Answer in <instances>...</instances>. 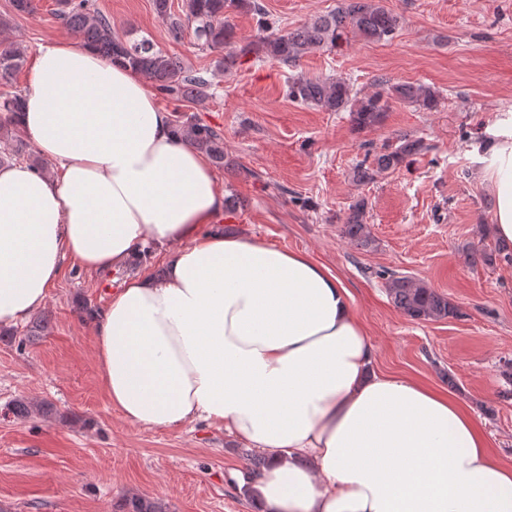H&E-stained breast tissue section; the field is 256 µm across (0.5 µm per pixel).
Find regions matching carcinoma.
<instances>
[{"label": "carcinoma", "instance_id": "cac0c4a2", "mask_svg": "<svg viewBox=\"0 0 512 512\" xmlns=\"http://www.w3.org/2000/svg\"><path fill=\"white\" fill-rule=\"evenodd\" d=\"M153 7L157 16L168 24L172 39H182L191 28L199 45L213 51H225L226 70L250 54L290 66L312 49L340 46L342 36L348 29L381 41L392 36L398 25L397 17L380 5V0H343L342 6L336 11L286 31L275 28V23L267 19L264 6L258 0H183L179 14L172 11V0H153ZM237 11H251L258 16V35L254 40L233 48L231 44L235 43V35L229 23V14ZM57 16L68 29L78 33L87 45L102 56L119 57L143 73L159 94L187 102L206 97L210 83L200 71L184 67L147 39L130 42L120 38L105 17L91 12L89 0H58ZM24 62V52L20 48L0 45V83H10ZM286 94L295 102L326 112L348 111L353 124L359 129L381 125L390 98L425 109L434 108L438 102L437 93L422 84H394L388 86L384 94L376 92L360 97L349 84L333 78L295 79L288 82ZM21 107V94L0 95V135L11 134L17 129V114ZM180 127L200 150L216 163H224L223 137L219 131L190 122H183ZM425 149L422 140L401 137L395 147L375 154L372 165L359 164L355 168V177L359 181H370L375 174L392 170L405 158ZM366 208L365 201L356 202L342 226L343 236L363 248L372 244L370 227L366 224ZM498 260L512 263V248L502 245L493 253L484 250L472 253L475 263L492 265ZM385 276L393 304L409 318L439 321L457 316L456 305L425 282L396 272H387ZM122 512L161 510L156 501L138 497L123 504Z\"/></svg>", "mask_w": 512, "mask_h": 512}]
</instances>
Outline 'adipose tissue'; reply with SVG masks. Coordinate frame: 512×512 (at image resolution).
<instances>
[{
    "mask_svg": "<svg viewBox=\"0 0 512 512\" xmlns=\"http://www.w3.org/2000/svg\"><path fill=\"white\" fill-rule=\"evenodd\" d=\"M20 126L54 164L0 166V327L45 303L65 261L146 262L96 314L102 384L129 424L202 422L264 453L255 512H512L499 462L457 400L370 370L353 297L307 253L216 230L224 190L141 73L77 39L40 45ZM473 151L512 242V116Z\"/></svg>",
    "mask_w": 512,
    "mask_h": 512,
    "instance_id": "obj_1",
    "label": "adipose tissue"
}]
</instances>
